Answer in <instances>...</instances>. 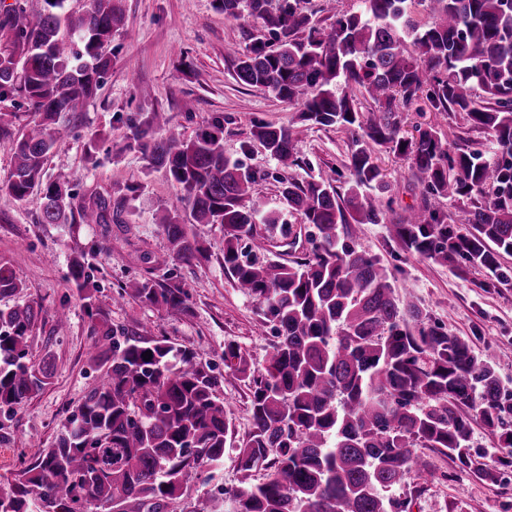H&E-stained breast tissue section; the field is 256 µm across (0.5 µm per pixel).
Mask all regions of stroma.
<instances>
[{
  "label": "stroma",
  "instance_id": "stroma-1",
  "mask_svg": "<svg viewBox=\"0 0 512 512\" xmlns=\"http://www.w3.org/2000/svg\"><path fill=\"white\" fill-rule=\"evenodd\" d=\"M118 5L124 25L108 46L112 67L82 111L59 117L58 142L47 157L45 176H69L81 202L111 198L123 213L122 223L43 224L41 187L21 199L0 192V260L25 283L21 293L0 298V309L27 304L38 309L30 356L36 362L50 360L53 368L50 384L12 413L10 442L0 447V483L38 457L32 438L47 446L54 443L97 373L92 322L68 281L69 258L80 249L90 253L99 305L109 324L192 348L199 360L223 376L220 394L236 442L246 440L253 429L248 383L225 368L224 348L239 346L252 370L261 371L275 340L274 328L225 270L221 225H194L206 249L204 258L190 264L172 259L160 218L184 209L183 193L164 170L150 167L134 142L139 113H163L170 127L188 136L212 118L223 117L225 156L260 174L251 203L279 217L278 224L256 225L253 238L243 243L246 253L287 264L317 244L300 216L280 199L279 181L287 173L249 140L254 119L285 124L297 108L270 92L239 84L228 53L243 45L244 32L264 39L267 31L257 23L225 19L215 0H118ZM419 123L483 144L488 141L487 133L472 129L461 112H411L403 127ZM352 138L350 131L333 127L309 129L295 147L299 165L288 174L304 181L331 166L345 170ZM93 140L99 151L92 162L86 147ZM377 157L390 183L383 198L389 215H405L419 204L423 187L397 152L384 148ZM283 224L297 236L296 246L281 236ZM352 244L378 256L398 285L413 289L427 324L468 340L476 358L492 365L504 389L512 392L511 287H480V274L461 261L445 265L411 255L386 223L357 225ZM142 278L185 289L187 311L157 309L133 299L114 301L119 286ZM63 310L69 314V326L58 334L56 317ZM498 443V432L476 417L470 444L481 455L472 468H459L446 449H419L426 473L410 476L399 490L410 503L409 512H512V467L502 466L493 454Z\"/></svg>",
  "mask_w": 512,
  "mask_h": 512
}]
</instances>
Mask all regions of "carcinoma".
<instances>
[{
    "label": "carcinoma",
    "instance_id": "carcinoma-1",
    "mask_svg": "<svg viewBox=\"0 0 512 512\" xmlns=\"http://www.w3.org/2000/svg\"><path fill=\"white\" fill-rule=\"evenodd\" d=\"M336 2L218 0L225 18L252 20L272 35L249 34L232 50L237 80L300 105L286 125L254 120L250 139L288 169L298 165L294 150L305 129L360 131L345 192L334 168L280 181L284 204L319 240L308 256L286 265L241 251L257 222L278 217L246 204L258 175L224 156L223 120L189 138L167 127L160 112H143L134 125L150 165L183 190L193 223L224 228V268L276 330L257 374L240 347H224L225 367L252 390L249 438L234 446L221 378L191 349L108 324L82 250L70 259L69 282L88 314L99 317L91 349L100 353V373L55 443L0 488V512H174L183 490L209 483L228 447L244 473L267 471L264 481L232 492L234 512H408L395 490L424 469L417 449L445 448L468 468L465 409H477L493 431L512 417V394L494 367L477 361L468 340L427 325L414 293H399L378 257L345 243L354 225L386 221L382 197L390 184L376 151L392 145L425 193L392 225L403 248L442 263L461 259L485 276L481 287L512 285V270L500 262L512 255V0H358L354 11ZM45 3L28 20L24 0H15L0 19V30L13 35L10 52H0V103L20 95L41 116L10 138L15 166L0 191L18 199L42 184L57 143L52 124L95 94L112 65L103 47L124 24L115 0H91L83 13L66 9L65 0ZM325 12L332 22L313 20ZM421 102L432 112L465 113L490 135L491 150L459 137L451 153L432 126L416 138L400 135L403 113ZM430 197L461 203L467 233ZM43 199V224L120 220L104 197L75 206L62 177L44 185ZM162 227L174 259L189 263L203 254L179 210ZM23 287L0 262V297ZM127 297L187 309L184 289L147 278L120 287L117 298ZM37 316L32 305L0 309V446L14 408L52 377L48 362L28 358ZM188 512H224V498H199Z\"/></svg>",
    "mask_w": 512,
    "mask_h": 512
}]
</instances>
